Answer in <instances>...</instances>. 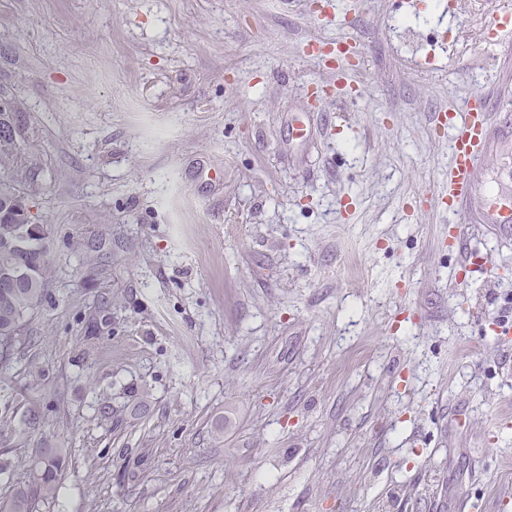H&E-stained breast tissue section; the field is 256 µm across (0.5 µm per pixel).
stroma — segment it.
<instances>
[{"label":"stroma","instance_id":"1","mask_svg":"<svg viewBox=\"0 0 512 512\" xmlns=\"http://www.w3.org/2000/svg\"><path fill=\"white\" fill-rule=\"evenodd\" d=\"M506 5L0 0V176L52 266L0 364V503L61 448L39 512H512ZM475 97L452 216L435 118ZM11 112H13L11 103L8 100L1 98L0 142H2L4 145L10 144L17 147L21 128L16 117Z\"/></svg>","mask_w":512,"mask_h":512}]
</instances>
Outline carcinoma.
I'll return each mask as SVG.
<instances>
[{
  "label": "carcinoma",
  "mask_w": 512,
  "mask_h": 512,
  "mask_svg": "<svg viewBox=\"0 0 512 512\" xmlns=\"http://www.w3.org/2000/svg\"><path fill=\"white\" fill-rule=\"evenodd\" d=\"M29 194L12 180L0 179V274L12 270L19 256L13 247L16 237L27 231ZM47 228L25 240L26 253L37 259L32 274L21 288L0 289V347L12 349L27 335V326L41 304L51 275L47 258ZM60 448H46L34 463L32 479L18 484L5 506V512H37L40 502L55 497L64 465Z\"/></svg>",
  "instance_id": "cac0c4a2"
}]
</instances>
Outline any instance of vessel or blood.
<instances>
[{"instance_id": "obj_1", "label": "vessel or blood", "mask_w": 512, "mask_h": 512, "mask_svg": "<svg viewBox=\"0 0 512 512\" xmlns=\"http://www.w3.org/2000/svg\"><path fill=\"white\" fill-rule=\"evenodd\" d=\"M481 112V102L471 100L450 109L443 124L451 149L447 197L448 211L452 214L457 211V203L469 196L477 179L478 159L486 143Z\"/></svg>"}]
</instances>
